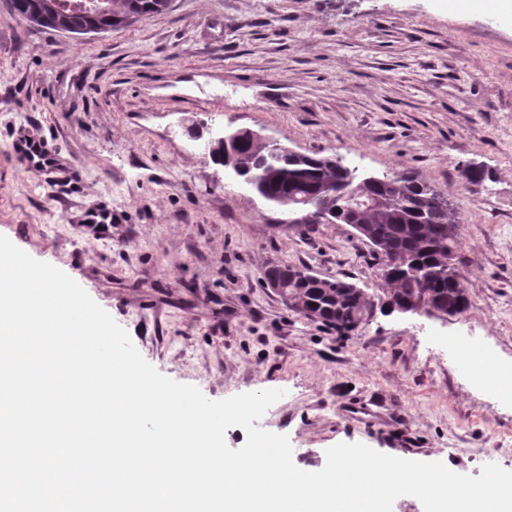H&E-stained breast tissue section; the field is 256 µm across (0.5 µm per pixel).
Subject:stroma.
I'll use <instances>...</instances> for the list:
<instances>
[{
  "label": "stroma",
  "mask_w": 512,
  "mask_h": 512,
  "mask_svg": "<svg viewBox=\"0 0 512 512\" xmlns=\"http://www.w3.org/2000/svg\"><path fill=\"white\" fill-rule=\"evenodd\" d=\"M222 128L440 187L469 309L378 308L345 336L290 311L263 282L269 263L374 299L380 264L350 225L302 235L225 178L206 148ZM21 132L54 141L65 186L18 165ZM103 202L111 223H84ZM0 234L73 278L176 382L212 400L285 390L259 425L289 438L299 468L362 443L512 471V405L457 363L474 347L512 365V16L471 0H171L73 35L0 10Z\"/></svg>",
  "instance_id": "obj_1"
}]
</instances>
